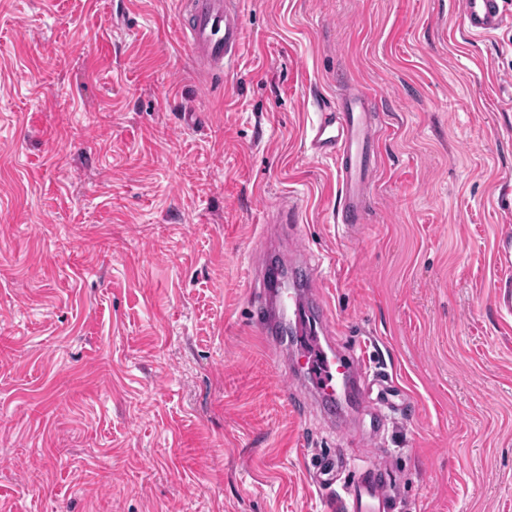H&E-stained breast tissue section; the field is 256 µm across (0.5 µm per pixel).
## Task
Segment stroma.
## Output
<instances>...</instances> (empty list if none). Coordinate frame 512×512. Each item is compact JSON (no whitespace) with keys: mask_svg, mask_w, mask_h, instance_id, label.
I'll return each instance as SVG.
<instances>
[{"mask_svg":"<svg viewBox=\"0 0 512 512\" xmlns=\"http://www.w3.org/2000/svg\"><path fill=\"white\" fill-rule=\"evenodd\" d=\"M213 75L179 0H0V512H332L308 468L386 458L395 512H512V0H239ZM354 81L385 129L366 224L306 140ZM338 345L412 398L370 428L298 402L247 318L268 213ZM456 5L464 30L471 37L489 35L505 21L503 0H458ZM499 249L503 258L506 273L499 279L495 293V304L499 310L512 312V277L508 272L512 265V231L505 230L499 239Z\"/></svg>","mask_w":512,"mask_h":512,"instance_id":"1","label":"stroma"}]
</instances>
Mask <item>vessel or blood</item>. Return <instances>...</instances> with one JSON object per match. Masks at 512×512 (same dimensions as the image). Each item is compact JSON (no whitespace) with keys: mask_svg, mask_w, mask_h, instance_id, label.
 Listing matches in <instances>:
<instances>
[{"mask_svg":"<svg viewBox=\"0 0 512 512\" xmlns=\"http://www.w3.org/2000/svg\"><path fill=\"white\" fill-rule=\"evenodd\" d=\"M185 41L195 61L211 72L232 68L243 38L244 20L238 0H181ZM465 32L472 37L489 35L505 21L503 0H457ZM381 128L370 96L348 82L332 100L323 104L312 125L308 148L313 157L336 164L338 205L334 223L355 230L366 221L371 186L381 165ZM301 275L277 279L274 287L260 289L252 300V320L276 357L288 360L298 390L315 403L331 409L349 389L371 396L375 387H388L392 377L379 365L367 342L341 349L320 343L326 335L330 311L315 274L305 259H297ZM313 484L332 498L340 512H386L393 477L383 462L349 472L336 479L332 459L317 462Z\"/></svg>","mask_w":512,"mask_h":512,"instance_id":"vessel-or-blood-1","label":"vessel or blood"}]
</instances>
